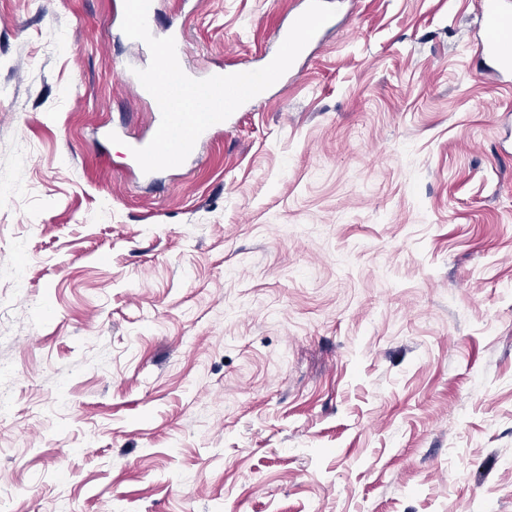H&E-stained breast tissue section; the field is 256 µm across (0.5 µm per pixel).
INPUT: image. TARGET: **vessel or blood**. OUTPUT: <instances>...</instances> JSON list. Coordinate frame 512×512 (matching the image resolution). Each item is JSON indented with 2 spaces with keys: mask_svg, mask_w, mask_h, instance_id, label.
<instances>
[{
  "mask_svg": "<svg viewBox=\"0 0 512 512\" xmlns=\"http://www.w3.org/2000/svg\"><path fill=\"white\" fill-rule=\"evenodd\" d=\"M480 55L491 59L499 76H512V0H482Z\"/></svg>",
  "mask_w": 512,
  "mask_h": 512,
  "instance_id": "1",
  "label": "vessel or blood"
}]
</instances>
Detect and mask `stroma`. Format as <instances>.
I'll use <instances>...</instances> for the list:
<instances>
[{
    "label": "stroma",
    "instance_id": "1",
    "mask_svg": "<svg viewBox=\"0 0 512 512\" xmlns=\"http://www.w3.org/2000/svg\"><path fill=\"white\" fill-rule=\"evenodd\" d=\"M157 180L119 0H0V512H512V85L477 0H332ZM301 0H156L197 75Z\"/></svg>",
    "mask_w": 512,
    "mask_h": 512
}]
</instances>
